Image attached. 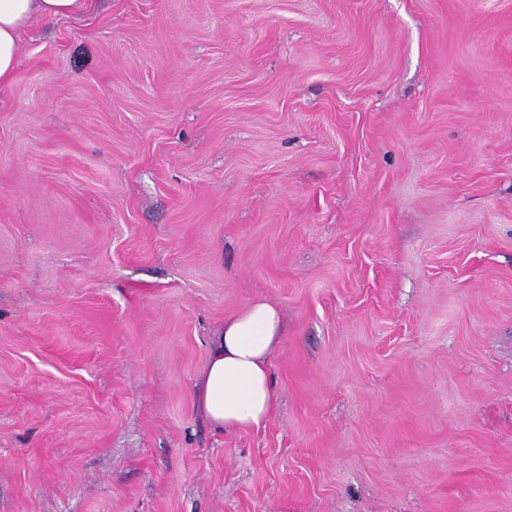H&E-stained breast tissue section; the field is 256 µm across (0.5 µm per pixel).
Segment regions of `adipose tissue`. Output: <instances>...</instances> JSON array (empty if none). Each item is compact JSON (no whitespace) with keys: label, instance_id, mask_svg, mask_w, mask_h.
Wrapping results in <instances>:
<instances>
[{"label":"adipose tissue","instance_id":"1","mask_svg":"<svg viewBox=\"0 0 512 512\" xmlns=\"http://www.w3.org/2000/svg\"><path fill=\"white\" fill-rule=\"evenodd\" d=\"M88 0H0V87L14 78L22 33L35 20L85 11ZM282 336L278 307L258 299L224 321L197 383L200 411L221 431L261 427L275 410L270 357Z\"/></svg>","mask_w":512,"mask_h":512}]
</instances>
